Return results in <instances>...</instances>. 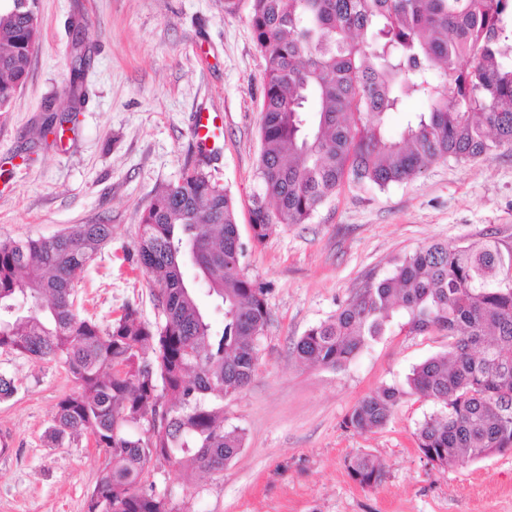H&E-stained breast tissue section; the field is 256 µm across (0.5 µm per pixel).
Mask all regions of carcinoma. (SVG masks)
Wrapping results in <instances>:
<instances>
[{
	"label": "carcinoma",
	"mask_w": 512,
	"mask_h": 512,
	"mask_svg": "<svg viewBox=\"0 0 512 512\" xmlns=\"http://www.w3.org/2000/svg\"><path fill=\"white\" fill-rule=\"evenodd\" d=\"M264 61L263 194L251 208L253 241L277 224H303L346 182L384 189L440 160L490 159L512 150V0H248ZM37 0L0 11V112L25 84L38 47ZM70 96L84 97L86 63L76 28ZM399 132L387 115L407 98ZM112 236L76 224L37 239L0 240V349L38 362L58 358L78 383L56 406V446L84 435L110 458L88 512H179L146 491L152 462L188 458L218 474L244 447L224 429V400L251 383L268 325L265 288L241 266L236 207L196 164L157 191L138 224L136 263L155 288V321L129 305L103 327L80 315L75 288ZM191 264L198 281L188 282ZM224 321L215 326L211 314ZM448 337V352L415 366L408 390L383 386L357 402L346 425L383 428L406 393L439 411L416 433L439 469L512 451V234L427 244L368 283L296 342L295 359L341 368L395 319ZM362 487L382 483L377 458L352 457Z\"/></svg>",
	"instance_id": "cac0c4a2"
}]
</instances>
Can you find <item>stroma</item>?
Instances as JSON below:
<instances>
[{
  "label": "stroma",
  "instance_id": "35a3bbf8",
  "mask_svg": "<svg viewBox=\"0 0 512 512\" xmlns=\"http://www.w3.org/2000/svg\"><path fill=\"white\" fill-rule=\"evenodd\" d=\"M224 0H38L42 38L10 112L0 115V240L50 237L74 224H108L111 241L83 273L79 310L100 325L138 306L154 320L153 283L136 269V231L155 192L201 164L236 204L241 263L266 288L269 323L250 385L224 402L225 428L245 434L219 475L188 476L150 464L147 487L170 493L182 512H512V451L441 470L421 457L415 434L436 412L401 398L382 429L345 420L384 385L447 352L448 339L391 325L341 369L300 364L294 342L368 282L390 276L424 244L454 246L489 231L512 233V152L439 161L386 189L349 183L304 224L251 239L263 60L248 22ZM83 21L87 95L73 104V24ZM73 113L58 139L36 132ZM218 126L217 152L200 150L198 113ZM15 394L0 399V512H88L107 459L93 437L54 446L46 431L77 384L63 363L0 350ZM369 453L385 465L378 486L356 484L348 460Z\"/></svg>",
  "mask_w": 512,
  "mask_h": 512
}]
</instances>
